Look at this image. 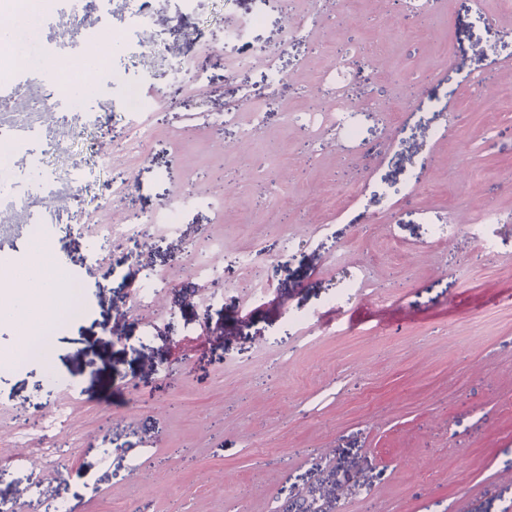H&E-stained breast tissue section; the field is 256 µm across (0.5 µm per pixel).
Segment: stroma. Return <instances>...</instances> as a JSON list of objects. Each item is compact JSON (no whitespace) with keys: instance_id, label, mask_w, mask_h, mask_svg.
<instances>
[{"instance_id":"35a3bbf8","label":"stroma","mask_w":512,"mask_h":512,"mask_svg":"<svg viewBox=\"0 0 512 512\" xmlns=\"http://www.w3.org/2000/svg\"><path fill=\"white\" fill-rule=\"evenodd\" d=\"M145 29L153 52L119 46V82L68 111L0 88V128L40 125L88 174L41 208L63 159L0 176V262L45 222L81 310L0 372V501L512 512V7L150 0ZM336 56L362 66L325 101ZM340 102L353 136L289 120ZM133 214L144 243L100 236ZM60 404L39 480L17 436Z\"/></svg>"}]
</instances>
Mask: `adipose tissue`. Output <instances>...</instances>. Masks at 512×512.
I'll list each match as a JSON object with an SVG mask.
<instances>
[{
    "label": "adipose tissue",
    "mask_w": 512,
    "mask_h": 512,
    "mask_svg": "<svg viewBox=\"0 0 512 512\" xmlns=\"http://www.w3.org/2000/svg\"><path fill=\"white\" fill-rule=\"evenodd\" d=\"M50 0H23L14 13V28L0 32V47L8 49L13 64L30 65L17 31L35 32L48 13ZM65 272L56 264L49 239L36 237L23 244L8 267L0 269V318L13 322L18 341L13 350L0 352V370L10 369L20 356L36 359L44 350L52 327L79 315Z\"/></svg>",
    "instance_id": "obj_1"
}]
</instances>
